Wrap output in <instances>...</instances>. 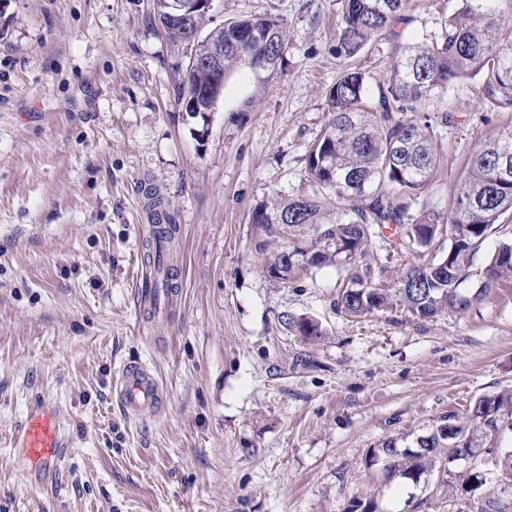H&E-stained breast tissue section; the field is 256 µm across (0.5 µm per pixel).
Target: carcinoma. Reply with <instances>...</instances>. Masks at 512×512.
<instances>
[{"label": "carcinoma", "mask_w": 512, "mask_h": 512, "mask_svg": "<svg viewBox=\"0 0 512 512\" xmlns=\"http://www.w3.org/2000/svg\"><path fill=\"white\" fill-rule=\"evenodd\" d=\"M464 6L442 26L441 33L414 37L395 48L384 78L370 88V75L347 67L328 93L331 118L310 146L305 172L312 193L276 197L254 207L261 218L251 220L255 249L265 255L268 278L287 285L311 269L334 266L347 271L345 286L334 306L351 317L377 309L399 307L414 318L460 313L487 288L512 277V126L467 158L457 178L448 214L433 208L425 196L435 179L440 149L423 103L447 92L466 78L481 80L483 99L512 108V0H463ZM406 0H345L337 33L336 55L352 57L373 39L409 22ZM224 35V73L245 66L272 71L262 59L283 54L284 30L274 19L253 17L224 22L206 31ZM212 72L205 66L182 69L177 103L207 102L203 93ZM348 202L332 218L333 202ZM393 234L397 249L421 262L402 271L394 285L375 279L377 256L373 240ZM494 251L482 267L475 258L491 238ZM286 250L288 264L277 267L276 255ZM480 281L475 293L464 285ZM305 338L324 335L305 316L284 314L281 323ZM468 447L512 434V392L484 396L466 416L450 415ZM448 436L438 431L423 436L415 449L381 442L374 459L385 469L413 482L426 474L441 475L438 488L450 498L468 497L469 512H512V501L476 495L486 482L481 462L463 476L448 478ZM501 477L512 481V448L498 449Z\"/></svg>", "instance_id": "carcinoma-1"}]
</instances>
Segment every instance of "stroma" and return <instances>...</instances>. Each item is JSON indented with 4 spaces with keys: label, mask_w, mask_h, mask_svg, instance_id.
<instances>
[{
    "label": "stroma",
    "mask_w": 512,
    "mask_h": 512,
    "mask_svg": "<svg viewBox=\"0 0 512 512\" xmlns=\"http://www.w3.org/2000/svg\"><path fill=\"white\" fill-rule=\"evenodd\" d=\"M462 0H409V25L337 56L343 0H214L212 25L268 15L286 29L274 73H231L207 119L175 100L185 64L153 0H0V512H464L434 484L388 476L372 450L415 447L449 414L512 390V278L463 313L350 318L344 274L266 277L254 207L310 193L306 153L345 66L384 77L400 40L439 32ZM446 152L428 200L512 110L451 85L423 104ZM154 187L179 227L181 300L148 315L141 290ZM317 320V341L283 313ZM165 403L129 417L127 363ZM53 410L59 448L22 459L29 414Z\"/></svg>",
    "instance_id": "1"
}]
</instances>
